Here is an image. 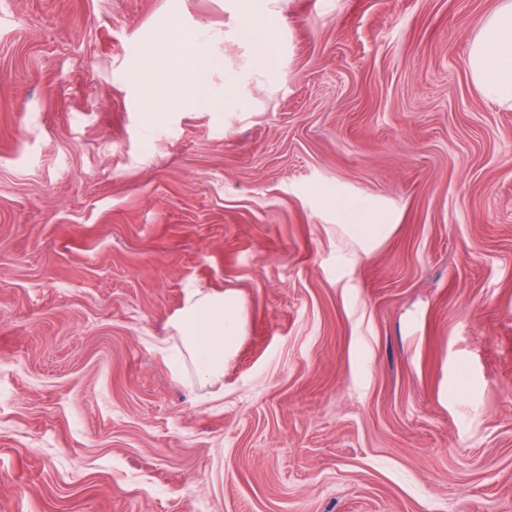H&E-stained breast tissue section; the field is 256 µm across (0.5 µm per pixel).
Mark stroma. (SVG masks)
<instances>
[{
	"label": "stroma",
	"mask_w": 512,
	"mask_h": 512,
	"mask_svg": "<svg viewBox=\"0 0 512 512\" xmlns=\"http://www.w3.org/2000/svg\"><path fill=\"white\" fill-rule=\"evenodd\" d=\"M498 4L0 0V512H512ZM174 28L220 65L154 121ZM198 289L243 302L215 383L156 349ZM468 77L483 96L512 109V1L500 0L469 39ZM252 63L260 73L272 72L276 67L277 57L273 44L265 37H253ZM348 216L351 223V230L361 238L367 239L369 241H374L378 239L387 229V224H366L368 215H364V213L360 209H351L348 211Z\"/></svg>",
	"instance_id": "35a3bbf8"
}]
</instances>
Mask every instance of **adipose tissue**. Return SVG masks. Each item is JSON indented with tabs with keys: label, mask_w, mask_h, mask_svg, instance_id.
I'll use <instances>...</instances> for the list:
<instances>
[{
	"label": "adipose tissue",
	"mask_w": 512,
	"mask_h": 512,
	"mask_svg": "<svg viewBox=\"0 0 512 512\" xmlns=\"http://www.w3.org/2000/svg\"><path fill=\"white\" fill-rule=\"evenodd\" d=\"M165 42L184 64L170 97L176 103L199 96L205 76L217 61L200 35L179 30ZM467 73L483 96L497 106L512 109V0H500L469 39ZM199 379L212 382L224 374V361L243 332L241 302L235 291L194 293L173 322Z\"/></svg>",
	"instance_id": "adipose-tissue-1"
}]
</instances>
